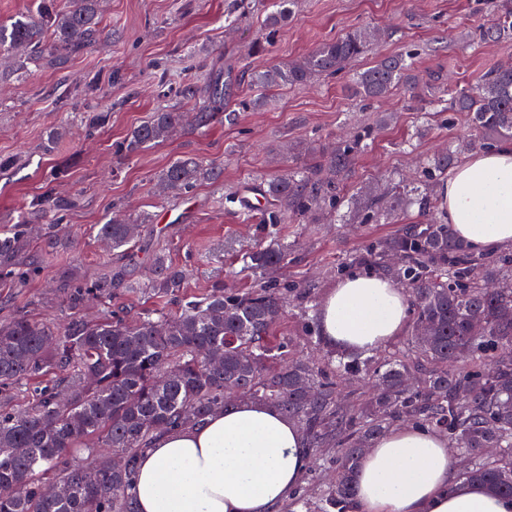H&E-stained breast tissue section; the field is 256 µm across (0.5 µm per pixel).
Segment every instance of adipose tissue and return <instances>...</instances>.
Returning a JSON list of instances; mask_svg holds the SVG:
<instances>
[{
  "instance_id": "obj_1",
  "label": "adipose tissue",
  "mask_w": 512,
  "mask_h": 512,
  "mask_svg": "<svg viewBox=\"0 0 512 512\" xmlns=\"http://www.w3.org/2000/svg\"><path fill=\"white\" fill-rule=\"evenodd\" d=\"M439 207L472 249L512 246V142L463 157L441 185ZM407 318V294L375 273L342 279L319 312L328 341L362 354L402 332ZM307 460L292 421L242 403L158 434L139 460L132 494L137 512H274ZM453 468L446 437L394 429L361 460L354 512H512V497L454 480Z\"/></svg>"
}]
</instances>
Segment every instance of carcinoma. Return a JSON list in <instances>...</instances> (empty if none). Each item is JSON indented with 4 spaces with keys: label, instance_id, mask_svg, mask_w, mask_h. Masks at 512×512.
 Masks as SVG:
<instances>
[{
    "label": "carcinoma",
    "instance_id": "obj_1",
    "mask_svg": "<svg viewBox=\"0 0 512 512\" xmlns=\"http://www.w3.org/2000/svg\"><path fill=\"white\" fill-rule=\"evenodd\" d=\"M499 18L480 26L483 41L512 34V0H490ZM294 0H278L267 13L266 36L254 51L263 53L292 13ZM97 0H71L68 10L41 0L35 13L0 25V48L22 49L25 60L63 59L99 39ZM376 33L355 28L322 43L286 67L251 73V81L270 90L334 75L365 55ZM404 86L425 87L438 103L469 113L477 135L472 150H486L512 139V67H499L459 92H448L439 78L424 83L412 74V58L385 57L357 75V92L377 100ZM186 98L202 96L194 116L197 129L224 111V71L204 90L185 84ZM184 113L168 106L134 128L118 152L131 155L163 144L183 125ZM359 142L339 145L311 162L287 166L259 188V214L244 205L245 221L282 224L336 206ZM450 152L426 163L425 172L442 179L454 164ZM166 194H189L201 183L219 184L220 165L181 155L159 175ZM396 203L433 209L430 195L408 196L394 184ZM74 202L46 195L31 204V220L0 228V277L23 280L38 271L29 259L32 223L42 224L44 244L62 242L63 217ZM366 218L389 223L395 210L374 201ZM149 213H113L96 235L112 251L133 250ZM288 247L274 241L242 257L243 270L255 276L285 263ZM376 267L408 288L412 319L407 351L362 358L328 346L322 334L305 326L324 349L319 365L290 356L291 341L275 336L288 309L287 294L258 284L235 294L217 279L208 293L184 303L170 317L143 307L130 321L105 316L91 323L82 311L90 298L112 297V285L133 294L162 297L181 288L185 273L166 255L155 254L148 285L127 278L121 268L86 282L77 273L61 281L66 323L55 331L26 315L0 323V512H135L129 494L141 454L165 430L195 425L226 411L241 398L274 408L299 427L312 463L319 449L334 448L335 479L311 502L294 492L288 512H349L356 473L365 450L398 422L440 433L457 451L460 476L512 497V248L474 252L442 220L409 224L352 259ZM350 262V263H352ZM341 262L337 269L350 266ZM59 376L55 386L34 387L35 399L12 409L16 394L42 376ZM358 376L375 382L369 400L344 398L336 379ZM97 447L76 453V446ZM485 448H496L490 459ZM51 485L60 493L50 494Z\"/></svg>",
    "mask_w": 512,
    "mask_h": 512
}]
</instances>
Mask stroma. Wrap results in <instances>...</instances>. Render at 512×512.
I'll return each instance as SVG.
<instances>
[{
  "label": "stroma",
  "mask_w": 512,
  "mask_h": 512,
  "mask_svg": "<svg viewBox=\"0 0 512 512\" xmlns=\"http://www.w3.org/2000/svg\"><path fill=\"white\" fill-rule=\"evenodd\" d=\"M249 2L241 15L237 0H98L100 40L83 54L57 65H25L19 54L0 53V156L12 160L0 170V225L16 223L31 201L48 191L75 202L61 246H34L39 275L25 283L0 279V321L27 314L62 326L63 272L73 266L91 281L124 263L92 234L117 204L125 212L152 216L126 262L133 278L147 282L159 250L173 265L186 267L187 275L176 295L162 298L114 288L113 315L128 316L145 305L179 312L184 301L202 297L219 277L226 290L250 288L255 279L242 272L240 254L274 239L292 253L266 280L310 291L309 312L291 301L276 333L292 339L297 354L320 360L304 324L316 318L340 281L338 263L395 234L400 225L424 219L413 206L402 211L399 224L368 221L360 202L376 195L389 206L390 180L421 185L427 160L471 133L466 113L436 111L428 100L401 90L374 103L362 101L354 75L382 57L409 53L420 80L436 74L456 90L491 69L512 65V38L479 40V27L493 21L487 0H296L269 53L261 55L253 43L272 0ZM358 26L379 32L366 55L335 76L270 90L264 107L248 108L255 94L251 71L299 60ZM218 69L232 72L224 88L228 112L205 131L188 126L165 144L118 155L127 134L160 106L194 113L196 102L181 96L182 85L204 86ZM99 112L108 113L107 124L86 125V115ZM359 135L367 145L341 184L335 213L271 228L243 221L238 209L221 202L233 193L257 205V186L283 169L289 149L314 157ZM185 153L221 164L223 184L203 183L180 200L161 202L157 178Z\"/></svg>",
  "instance_id": "35a3bbf8"
}]
</instances>
